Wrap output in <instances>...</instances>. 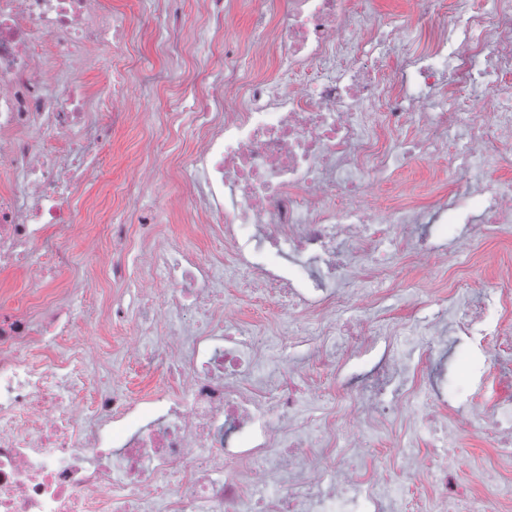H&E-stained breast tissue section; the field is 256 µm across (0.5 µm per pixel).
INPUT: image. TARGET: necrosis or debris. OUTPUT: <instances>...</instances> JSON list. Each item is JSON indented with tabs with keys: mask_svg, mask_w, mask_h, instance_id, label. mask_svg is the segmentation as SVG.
Here are the masks:
<instances>
[{
	"mask_svg": "<svg viewBox=\"0 0 512 512\" xmlns=\"http://www.w3.org/2000/svg\"><path fill=\"white\" fill-rule=\"evenodd\" d=\"M249 4L265 24L252 55L271 57L278 75L226 59L223 86L190 107L179 171L189 193L169 206L193 204L243 288L297 315L300 328L270 341L244 330L224 302L223 266L155 234L138 211L137 230L113 224L109 234L169 289L144 298L124 350L156 369L178 363L179 373L140 395L99 384L86 404L80 388L101 357L94 337L54 346L84 323L58 307L54 273L70 263L82 221L75 191L100 173L79 139L91 114L76 63L83 46L120 48L128 32L96 19V0H0V163L14 173L0 190V270L29 269L47 285L35 300L0 306V512H512V400L482 410L463 404L462 388L448 391L494 450L475 483L397 443L406 472L425 478L415 501L402 481L378 480L362 448L385 416L415 428L421 365L404 368L384 349L378 384L404 379L386 404L372 391L321 390L283 365L308 336L343 366L391 332L379 316H345L351 293L371 306L390 287L387 265H368L384 239H399L406 282L426 293L432 265L449 260L414 240L427 216L474 225L473 253L489 235L512 234V0L446 9L417 0L416 26L434 35L424 53L407 28L356 0ZM387 57L393 65L381 66ZM106 73L103 107L117 125L131 82L121 68ZM410 129L420 133L411 144ZM438 156L455 194L436 210L376 196L399 168ZM477 164L500 179L479 182ZM449 330L500 336L507 324L478 303Z\"/></svg>",
	"mask_w": 512,
	"mask_h": 512,
	"instance_id": "obj_1",
	"label": "necrosis or debris"
}]
</instances>
